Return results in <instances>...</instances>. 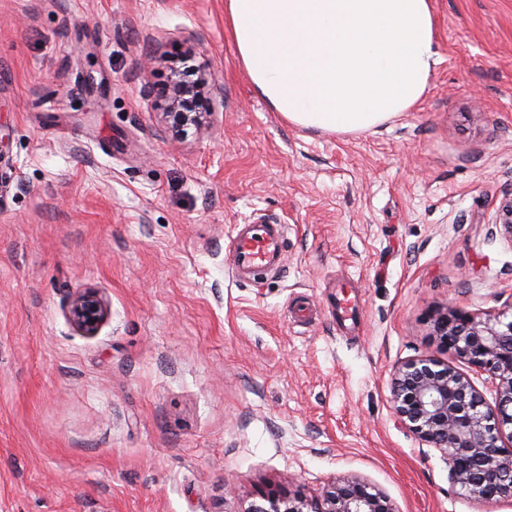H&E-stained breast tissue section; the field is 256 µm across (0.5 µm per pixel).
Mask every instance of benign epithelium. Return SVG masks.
I'll list each match as a JSON object with an SVG mask.
<instances>
[{"instance_id":"benign-epithelium-1","label":"benign epithelium","mask_w":512,"mask_h":512,"mask_svg":"<svg viewBox=\"0 0 512 512\" xmlns=\"http://www.w3.org/2000/svg\"><path fill=\"white\" fill-rule=\"evenodd\" d=\"M208 106L199 90L175 87L165 118L173 132L182 134L201 127ZM493 224L512 241V190L504 195ZM67 315L78 332L94 336L108 318V304L93 291H80ZM433 336L445 357L413 356L394 370V416L443 455L453 486L466 496L512 501V431L504 430L512 426V319L451 306L433 319ZM457 361L488 376L494 405L486 404ZM260 498L248 512H397L383 491L357 476L334 481L311 498L273 488Z\"/></svg>"}]
</instances>
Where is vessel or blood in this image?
<instances>
[{
	"instance_id": "1",
	"label": "vessel or blood",
	"mask_w": 512,
	"mask_h": 512,
	"mask_svg": "<svg viewBox=\"0 0 512 512\" xmlns=\"http://www.w3.org/2000/svg\"><path fill=\"white\" fill-rule=\"evenodd\" d=\"M285 227L259 220L242 225L231 241L235 270L251 276L259 271L280 269L285 249Z\"/></svg>"
}]
</instances>
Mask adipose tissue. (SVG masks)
<instances>
[{"label": "adipose tissue", "instance_id": "1", "mask_svg": "<svg viewBox=\"0 0 512 512\" xmlns=\"http://www.w3.org/2000/svg\"><path fill=\"white\" fill-rule=\"evenodd\" d=\"M224 19L256 93L305 129L408 111L439 62L430 0H224Z\"/></svg>", "mask_w": 512, "mask_h": 512}]
</instances>
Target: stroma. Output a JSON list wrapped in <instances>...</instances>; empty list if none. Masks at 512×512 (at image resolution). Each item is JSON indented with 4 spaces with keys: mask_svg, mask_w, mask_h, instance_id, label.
<instances>
[{
    "mask_svg": "<svg viewBox=\"0 0 512 512\" xmlns=\"http://www.w3.org/2000/svg\"><path fill=\"white\" fill-rule=\"evenodd\" d=\"M431 4L423 97L330 133L256 94L224 0H0V512H246L350 475L397 512H512L392 410L438 310L512 307V0ZM187 57L209 116L177 137L158 92ZM260 218L284 266L243 281L231 239ZM492 224L505 238L512 241V188L504 195ZM67 315L78 332L95 336L108 318V304L93 291H79L69 302Z\"/></svg>",
    "mask_w": 512,
    "mask_h": 512,
    "instance_id": "35a3bbf8",
    "label": "stroma"
}]
</instances>
